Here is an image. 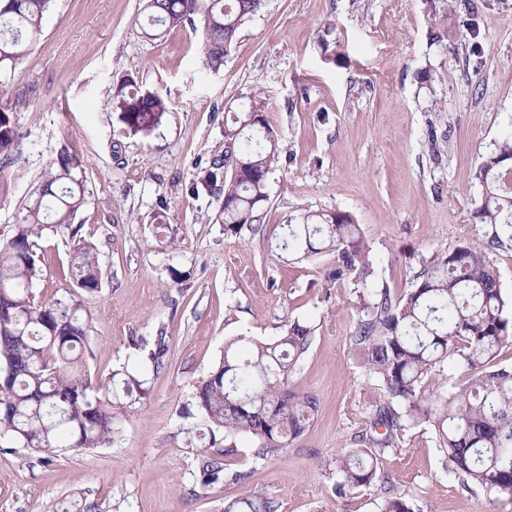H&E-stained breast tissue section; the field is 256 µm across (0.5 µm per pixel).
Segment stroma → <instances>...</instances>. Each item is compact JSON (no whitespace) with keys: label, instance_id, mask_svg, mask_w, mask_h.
I'll return each mask as SVG.
<instances>
[{"label":"stroma","instance_id":"stroma-1","mask_svg":"<svg viewBox=\"0 0 512 512\" xmlns=\"http://www.w3.org/2000/svg\"><path fill=\"white\" fill-rule=\"evenodd\" d=\"M145 0H55L29 54L0 75V110L23 152L0 167V244L60 151L84 159L85 204L45 227L37 299L62 294L77 240L92 243L97 292L76 291L89 321L87 364L109 381L134 343L165 334L166 368L125 399L110 446L46 461L0 447V512H222L247 495L278 512H378L375 490L337 497L324 459L354 445L375 393L350 350L351 284L334 258L277 248L302 210L352 214L378 279L406 287L418 258L470 236L474 168L512 122V0H265L219 70L205 66L190 25L146 36ZM169 110L150 134L118 119L125 84ZM263 110L279 137L259 231L224 229V193L201 180L223 160L228 113ZM167 227L158 231L157 213ZM298 320L314 329L293 378L319 400L310 427L261 460L237 437L225 479L200 483L208 447L194 386L240 335L270 340ZM391 484L424 512H512V495L464 488L430 431L411 429L383 458ZM245 478L234 481L236 473Z\"/></svg>","mask_w":512,"mask_h":512}]
</instances>
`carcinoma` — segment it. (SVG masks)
I'll list each match as a JSON object with an SVG mask.
<instances>
[{
	"label": "carcinoma",
	"mask_w": 512,
	"mask_h": 512,
	"mask_svg": "<svg viewBox=\"0 0 512 512\" xmlns=\"http://www.w3.org/2000/svg\"><path fill=\"white\" fill-rule=\"evenodd\" d=\"M53 0H14L0 9V71L29 52L33 37ZM264 0H147L145 34L164 32L200 20L205 65L218 70L242 27L261 11ZM119 120L129 131L148 134L168 112L166 99L132 88L120 93ZM234 112L226 136L237 148L242 174L213 163L202 184H224L225 229L234 233L260 228L268 200L267 179L278 156V136L263 115ZM22 153V141L7 112L0 111V163ZM83 166L78 152L63 149L45 172L36 198L23 207L13 236L0 246V439L54 455L79 453L112 443L123 403L109 396L120 385L126 396L143 391L146 370L165 367L168 342L152 341L145 363L112 373L106 384L92 383L86 360L88 324L73 295L35 300L34 282L43 258L35 251L49 217L71 225L84 204ZM477 198L471 232L481 244L466 241L434 251L418 261L408 286L396 294L378 286L377 268L359 225L348 212L308 209L294 218L280 244L284 252L308 258L334 257L336 281L354 286L357 318L351 351L379 391L357 447L342 448L323 466L336 474V496L376 489L379 512H423L382 477L379 462L403 448L406 432L429 429L445 464L466 486L512 493V367L493 360L512 345V300L501 290L494 256L512 250V128L503 132L475 172ZM71 275L86 293L98 290L101 268L93 245L73 252ZM314 329L288 322L271 341L241 335L224 345V355L195 385L193 398L211 437L246 436L255 457L266 460L286 452L305 431L319 400L292 384L313 342ZM455 357L468 375L450 393L427 391L425 380ZM225 448L198 455L201 484L224 478ZM224 512H277L275 501L245 497L224 504Z\"/></svg>",
	"instance_id": "cac0c4a2"
}]
</instances>
